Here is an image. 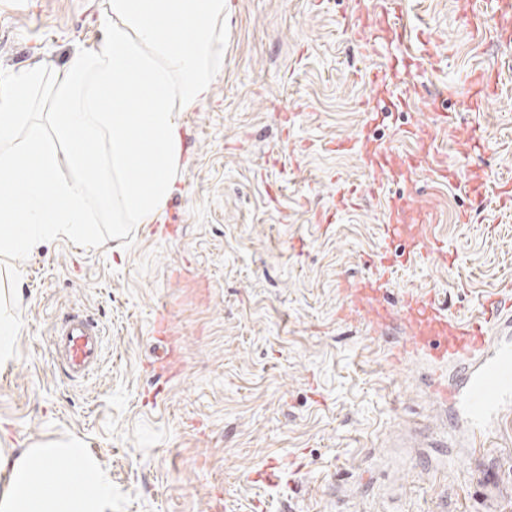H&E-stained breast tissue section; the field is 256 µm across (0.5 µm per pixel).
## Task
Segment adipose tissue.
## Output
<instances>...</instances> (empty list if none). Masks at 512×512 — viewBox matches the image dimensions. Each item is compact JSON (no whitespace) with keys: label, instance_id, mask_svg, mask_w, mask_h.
<instances>
[{"label":"adipose tissue","instance_id":"1","mask_svg":"<svg viewBox=\"0 0 512 512\" xmlns=\"http://www.w3.org/2000/svg\"><path fill=\"white\" fill-rule=\"evenodd\" d=\"M99 23L100 45L63 73L36 64L0 81V241L17 253L94 240L100 219L158 221L181 169L180 114L208 101L220 72L224 0H107ZM0 468V512H112V479L85 442Z\"/></svg>","mask_w":512,"mask_h":512}]
</instances>
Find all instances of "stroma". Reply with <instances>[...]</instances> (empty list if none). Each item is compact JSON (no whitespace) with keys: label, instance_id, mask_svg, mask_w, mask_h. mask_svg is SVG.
Listing matches in <instances>:
<instances>
[{"label":"stroma","instance_id":"1","mask_svg":"<svg viewBox=\"0 0 512 512\" xmlns=\"http://www.w3.org/2000/svg\"><path fill=\"white\" fill-rule=\"evenodd\" d=\"M226 2L221 73L212 100L181 116L184 165L161 223L119 238L102 223L97 242L22 255L0 242V307L18 320L0 451L83 439L112 476V512H512L500 470L512 409L474 448L430 394L429 358L391 360L407 293L464 318L512 285V207L494 193L512 179V42L473 39L459 21L469 0H403L408 49H370L345 28L367 0ZM99 4L0 0V79L96 47ZM427 35L439 66L420 57ZM476 68L498 92L470 110L453 90ZM395 88L408 105L385 111ZM416 124L436 144L407 137ZM347 140L355 149L336 150ZM361 145L423 161L389 181L363 170ZM441 163L462 165V184L441 180ZM475 189L486 206L461 222ZM392 198L431 205L448 259L385 234ZM384 254L390 320L343 314L345 281L376 276ZM77 310L105 333L85 379L50 352Z\"/></svg>","mask_w":512,"mask_h":512}]
</instances>
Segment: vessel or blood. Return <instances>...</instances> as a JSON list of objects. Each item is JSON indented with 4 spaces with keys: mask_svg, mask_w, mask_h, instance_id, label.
<instances>
[{
    "mask_svg": "<svg viewBox=\"0 0 512 512\" xmlns=\"http://www.w3.org/2000/svg\"><path fill=\"white\" fill-rule=\"evenodd\" d=\"M491 17L501 33L512 31V0H470L461 16L472 35L482 31L484 17ZM493 90L483 70H472L463 97L479 106ZM380 279L358 280L349 291L362 302L368 315L382 321L388 315L378 297ZM408 334L397 357L422 352L449 362V374L430 377L431 394L448 410L463 414L474 438L512 406V296L494 292L483 302L480 316L451 318L435 298L408 294L404 303ZM103 350L99 325L81 312L67 314L56 326L53 351L72 376L84 378L97 368Z\"/></svg>",
    "mask_w": 512,
    "mask_h": 512,
    "instance_id": "1",
    "label": "vessel or blood"
}]
</instances>
